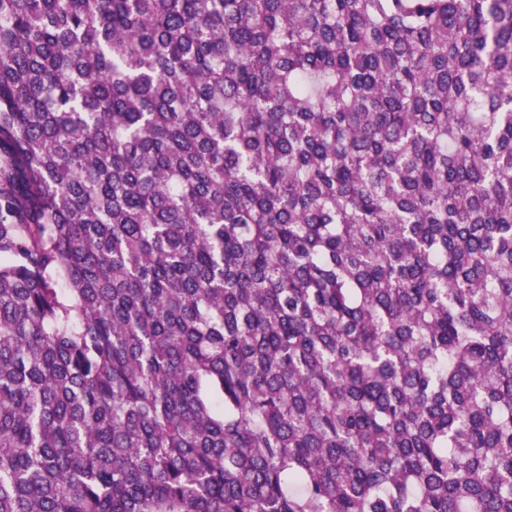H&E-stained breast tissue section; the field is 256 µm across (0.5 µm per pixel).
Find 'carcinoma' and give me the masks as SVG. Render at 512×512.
<instances>
[{
	"instance_id": "cac0c4a2",
	"label": "carcinoma",
	"mask_w": 512,
	"mask_h": 512,
	"mask_svg": "<svg viewBox=\"0 0 512 512\" xmlns=\"http://www.w3.org/2000/svg\"><path fill=\"white\" fill-rule=\"evenodd\" d=\"M0 512H512V0H0Z\"/></svg>"
}]
</instances>
